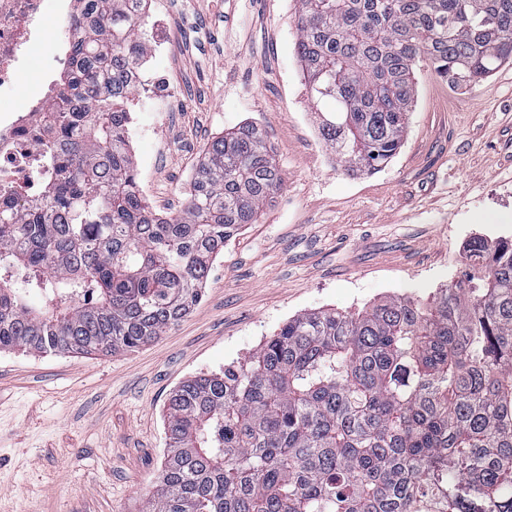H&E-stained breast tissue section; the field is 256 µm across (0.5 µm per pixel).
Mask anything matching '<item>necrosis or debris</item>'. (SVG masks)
<instances>
[{"label": "necrosis or debris", "instance_id": "obj_1", "mask_svg": "<svg viewBox=\"0 0 512 512\" xmlns=\"http://www.w3.org/2000/svg\"><path fill=\"white\" fill-rule=\"evenodd\" d=\"M46 0H0V185L20 188V204L37 196L45 113L58 105V91L45 75L31 76L34 49L67 63L65 30L47 32Z\"/></svg>", "mask_w": 512, "mask_h": 512}]
</instances>
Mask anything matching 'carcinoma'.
Here are the masks:
<instances>
[{
	"label": "carcinoma",
	"mask_w": 512,
	"mask_h": 512,
	"mask_svg": "<svg viewBox=\"0 0 512 512\" xmlns=\"http://www.w3.org/2000/svg\"><path fill=\"white\" fill-rule=\"evenodd\" d=\"M39 197L0 207V352L112 355L199 303L224 243L284 178L258 126L211 141L184 208L142 202L129 99L147 0H79ZM295 52L349 175L399 152L424 64L455 87L512 61V0H298ZM423 303L304 312L182 381L146 512H512V240ZM36 294L42 304L34 306Z\"/></svg>",
	"instance_id": "cac0c4a2"
}]
</instances>
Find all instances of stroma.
Segmentation results:
<instances>
[{
	"label": "stroma",
	"instance_id": "1",
	"mask_svg": "<svg viewBox=\"0 0 512 512\" xmlns=\"http://www.w3.org/2000/svg\"><path fill=\"white\" fill-rule=\"evenodd\" d=\"M296 0H150L153 57L180 99L139 91L129 140L146 204L180 209L214 137L252 122L284 185L224 244L177 326L111 356L0 352V512H144L166 446L169 392L243 361L307 311L426 301L464 267L467 243L512 240V63L454 90L419 68L400 152L348 175L317 132L294 51Z\"/></svg>",
	"mask_w": 512,
	"mask_h": 512
}]
</instances>
